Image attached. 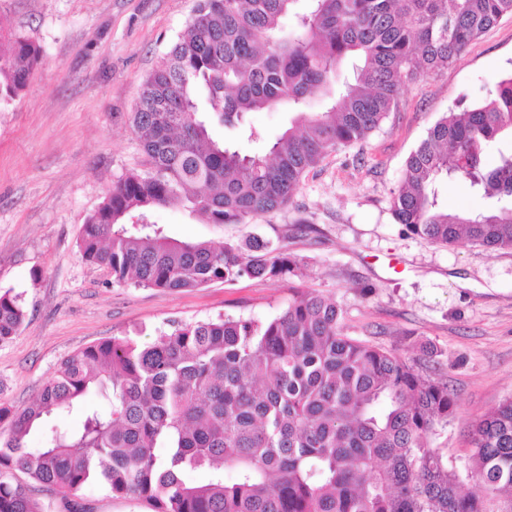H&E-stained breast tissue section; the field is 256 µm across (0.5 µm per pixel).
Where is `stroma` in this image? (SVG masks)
Listing matches in <instances>:
<instances>
[{
	"instance_id": "35a3bbf8",
	"label": "stroma",
	"mask_w": 512,
	"mask_h": 512,
	"mask_svg": "<svg viewBox=\"0 0 512 512\" xmlns=\"http://www.w3.org/2000/svg\"><path fill=\"white\" fill-rule=\"evenodd\" d=\"M195 0H0V33L39 45L27 87L0 99V292L27 318L0 346V401L28 405L61 361L112 336L141 344L171 322L229 315L267 320L299 292L336 299L348 335L448 383L456 412L431 437L469 478L473 421L512 397V250L432 244L397 224L392 196L430 128L512 74V16L472 41L447 70L402 92L381 128L330 154L291 203L245 224H208L180 208L153 221L214 246L257 237L304 260L289 281L242 277L194 291L117 285L86 263L78 240L113 182L147 173L131 131L144 77L186 28ZM429 344L434 358L421 355Z\"/></svg>"
}]
</instances>
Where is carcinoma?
<instances>
[{"label":"carcinoma","instance_id":"1","mask_svg":"<svg viewBox=\"0 0 512 512\" xmlns=\"http://www.w3.org/2000/svg\"><path fill=\"white\" fill-rule=\"evenodd\" d=\"M506 15L512 0H196L132 113L151 170L112 185L83 225V259L117 284L166 291L298 276L301 259L283 247L178 241L149 215L179 205L209 224H245L282 209L305 172L379 129L408 84L456 63ZM41 58L16 38L0 55V93L18 96ZM284 106L297 118L271 140L247 122ZM448 182L485 208L448 210ZM392 212L432 243L512 249V76L435 123L406 161ZM25 319L21 295L0 292V345ZM74 410L77 428L52 426L46 445L28 447ZM455 410L448 383L347 335L338 302L308 291L265 321L225 315L146 345L101 340L26 407L1 402L0 512H45L18 472L64 512H83L90 486L152 512H512V398L472 425L476 493L461 491L430 443ZM199 471L205 480L188 479Z\"/></svg>","mask_w":512,"mask_h":512}]
</instances>
